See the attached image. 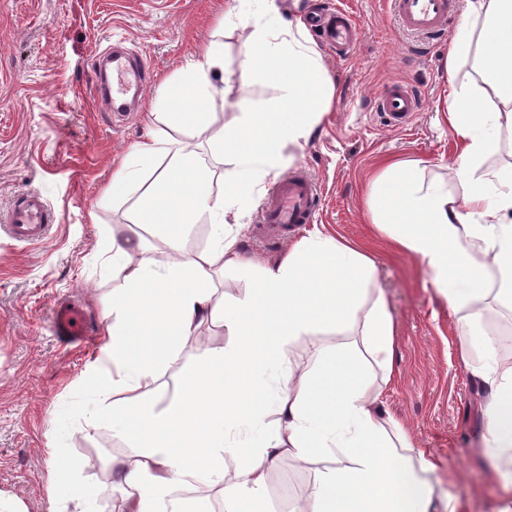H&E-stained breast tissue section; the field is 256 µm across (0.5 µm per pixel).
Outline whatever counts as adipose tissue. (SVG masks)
<instances>
[{
    "instance_id": "adipose-tissue-1",
    "label": "adipose tissue",
    "mask_w": 512,
    "mask_h": 512,
    "mask_svg": "<svg viewBox=\"0 0 512 512\" xmlns=\"http://www.w3.org/2000/svg\"><path fill=\"white\" fill-rule=\"evenodd\" d=\"M224 25L249 29L240 81L261 78L275 94L261 107L236 105L234 125L214 128L211 109L226 100L224 45L212 41L198 58L165 80L152 129L106 192L124 197L144 184L138 221L157 232L168 253L155 258L140 235L115 234L105 254L122 275L106 314V342L92 373L99 421L134 448L113 458L112 475L124 512H159L179 487L218 491L221 512H266L269 471L281 462L334 456L299 512H459L438 498L428 478L433 464L407 433L385 421L373 376L398 374L395 331L374 286L372 258L340 237L316 232L275 260L245 258L241 218L259 186L276 181L328 112L335 84L302 19L284 21L277 0H248L225 12ZM472 61L474 77L453 85L446 106L458 142L448 184L408 162L385 166L371 182V221L397 250L418 257L463 330L461 358L486 392L482 435L494 473L512 483V361L504 359L489 322L512 310V172L483 160L499 128H512V0H467L445 66ZM180 129L227 156L224 189ZM169 163L150 183L146 165ZM207 222L208 249L189 255L190 225ZM239 270L252 286L218 297V273ZM499 287H491V277ZM226 328L184 376L179 398L164 408L149 401L160 370L178 361L202 326ZM330 330L339 342L319 346L313 366L292 362L291 348ZM241 456L230 470L225 455Z\"/></svg>"
}]
</instances>
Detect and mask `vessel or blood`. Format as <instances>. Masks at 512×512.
Returning <instances> with one entry per match:
<instances>
[{"instance_id":"1","label":"vessel or blood","mask_w":512,"mask_h":512,"mask_svg":"<svg viewBox=\"0 0 512 512\" xmlns=\"http://www.w3.org/2000/svg\"><path fill=\"white\" fill-rule=\"evenodd\" d=\"M394 16L407 32L433 38L452 24L457 12L456 0H390ZM325 43L336 53H349L361 35L352 17L338 10L321 20ZM149 74L144 66L133 62L124 52L112 53V98L127 97L130 92H142ZM421 99L411 87L388 85L376 99V110L389 127L400 129L408 125L419 112ZM321 199V191L305 168L299 167L279 181L270 191L262 214L263 236L268 243L278 244L286 229L309 223ZM51 223L50 209L40 192L22 194L6 218L13 240L38 243L45 239ZM50 327L64 341L80 344L89 334V322L83 310L70 302L55 303L50 312Z\"/></svg>"}]
</instances>
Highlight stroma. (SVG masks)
Wrapping results in <instances>:
<instances>
[{"label":"stroma","instance_id":"35a3bbf8","mask_svg":"<svg viewBox=\"0 0 512 512\" xmlns=\"http://www.w3.org/2000/svg\"><path fill=\"white\" fill-rule=\"evenodd\" d=\"M349 10L361 37L347 57L321 48L336 85L335 99L311 139L296 150L321 189L312 223L287 241L319 230L367 249L375 282L397 332L399 376L375 382L378 403L399 422L435 470L436 493L452 494L460 512H499L504 492L477 445L484 395L460 357L454 315L436 296L421 260L394 249L370 222L366 191L385 163L416 161L447 178L457 141L445 111L449 82L473 77L470 65L448 75L447 41L431 43L403 31L389 0H333ZM234 0H0V223L27 190H38L53 220L47 239L22 245L0 231V512H82L60 488L63 458L80 461L74 481L90 493L96 512H110L114 481L93 471L91 453L130 455L111 430H91L92 407L81 373L105 341L103 315L119 278L99 255L112 232L142 233L137 203L142 186L115 200L105 187L134 145L149 132L148 114L163 79L176 75L216 30ZM142 59L146 93L123 113L91 92L98 54L114 44ZM413 86L422 108L402 129L375 110L389 82ZM78 301L94 336L83 349L67 346L47 325L60 299ZM59 431L60 446L45 448ZM324 461L281 465L268 476V512H291L309 495Z\"/></svg>","mask_w":512,"mask_h":512}]
</instances>
